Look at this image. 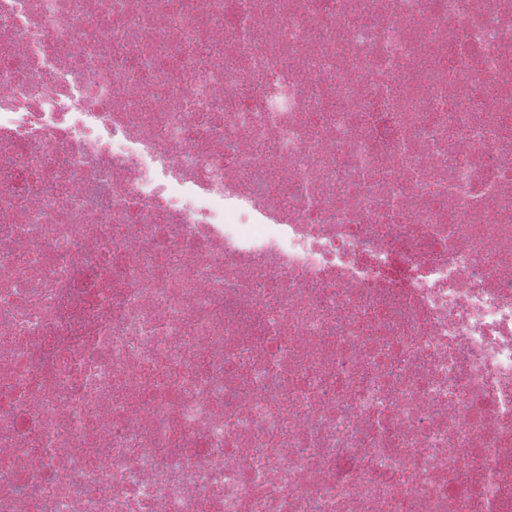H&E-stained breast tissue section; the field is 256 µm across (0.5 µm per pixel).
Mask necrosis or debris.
Returning <instances> with one entry per match:
<instances>
[{
    "mask_svg": "<svg viewBox=\"0 0 512 512\" xmlns=\"http://www.w3.org/2000/svg\"><path fill=\"white\" fill-rule=\"evenodd\" d=\"M0 512H512V0H0Z\"/></svg>",
    "mask_w": 512,
    "mask_h": 512,
    "instance_id": "obj_1",
    "label": "necrosis or debris"
}]
</instances>
